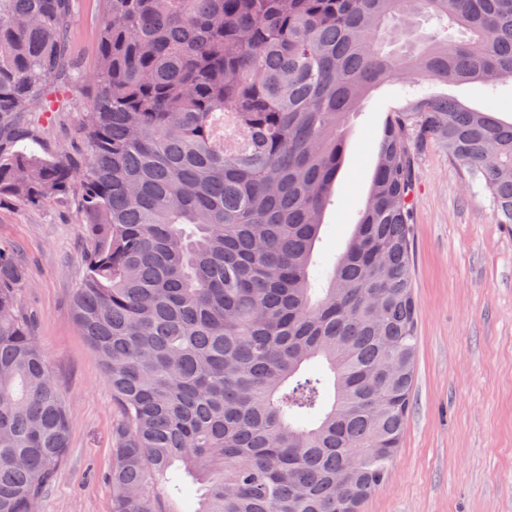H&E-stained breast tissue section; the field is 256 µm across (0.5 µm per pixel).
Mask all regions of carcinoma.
Listing matches in <instances>:
<instances>
[{
  "label": "carcinoma",
  "mask_w": 512,
  "mask_h": 512,
  "mask_svg": "<svg viewBox=\"0 0 512 512\" xmlns=\"http://www.w3.org/2000/svg\"><path fill=\"white\" fill-rule=\"evenodd\" d=\"M99 2L97 63L69 74L74 0H0V203L78 190L71 307L119 410L112 512H171L172 495L187 512H359L414 380L416 151L441 144L512 224V102L422 94L391 117L317 298L343 132L381 84H512V0ZM61 94L88 98L78 161L25 121ZM27 279L0 245V512H35L70 436Z\"/></svg>",
  "instance_id": "obj_1"
}]
</instances>
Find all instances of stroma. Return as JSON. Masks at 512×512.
Returning a JSON list of instances; mask_svg holds the SVG:
<instances>
[{
  "label": "stroma",
  "instance_id": "stroma-1",
  "mask_svg": "<svg viewBox=\"0 0 512 512\" xmlns=\"http://www.w3.org/2000/svg\"><path fill=\"white\" fill-rule=\"evenodd\" d=\"M98 15L97 0H76L71 36L84 70L96 61ZM399 106L384 87L353 115L317 261L333 263L344 249L383 125ZM85 108L71 99L36 134L57 154L83 153ZM414 183V383L401 447L362 512H512V224L499 223L489 197L438 143L418 151ZM0 244L28 264L20 303L72 413L64 462L36 512H112L119 413L70 307L87 246L73 200L0 205Z\"/></svg>",
  "mask_w": 512,
  "mask_h": 512
}]
</instances>
